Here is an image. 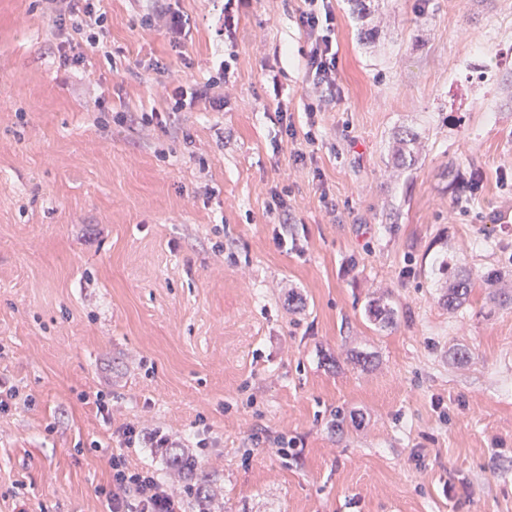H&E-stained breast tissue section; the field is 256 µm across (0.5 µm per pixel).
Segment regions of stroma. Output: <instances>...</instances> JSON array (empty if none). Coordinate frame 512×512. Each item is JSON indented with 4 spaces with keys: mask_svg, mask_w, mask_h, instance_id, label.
I'll list each match as a JSON object with an SVG mask.
<instances>
[{
    "mask_svg": "<svg viewBox=\"0 0 512 512\" xmlns=\"http://www.w3.org/2000/svg\"><path fill=\"white\" fill-rule=\"evenodd\" d=\"M224 2L171 0L178 53L151 0H100L67 69L44 0H0V512H105L127 422L211 512H512V0H332L312 118L301 0H238L229 36ZM225 57L223 109L171 111ZM147 21L151 25L155 23H161L167 28L171 34V44L175 48L180 47L182 43V35L185 36V30L189 25V20L184 17L179 11H174L170 6L160 5L157 6L155 12L151 17L147 18ZM473 285V279L468 272L460 270L455 274L448 291L443 295L444 305L448 306V311L459 309L469 299ZM113 441L119 448H134L137 444H148L149 448H167L168 462L172 470H174L183 480L185 484V492L192 496L195 500L198 512H211V502L204 498H200L197 494V487L204 484L205 475L201 471L198 473V463L196 459L184 452H178L174 448H182L179 443L173 441L171 437L160 430L146 432L134 423H124L117 427L112 433ZM115 438V439H114ZM205 488V487H204ZM206 489V488H205Z\"/></svg>",
    "mask_w": 512,
    "mask_h": 512,
    "instance_id": "35a3bbf8",
    "label": "stroma"
}]
</instances>
